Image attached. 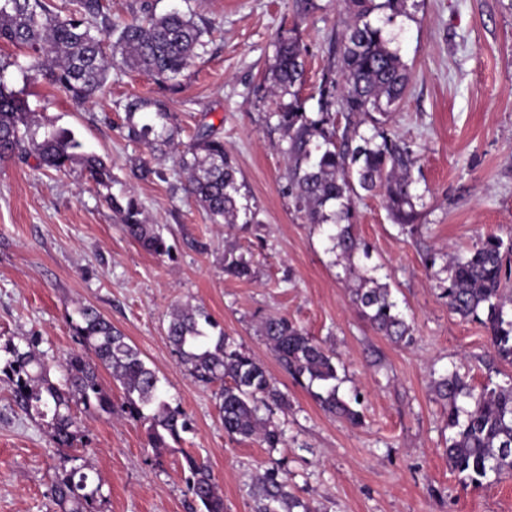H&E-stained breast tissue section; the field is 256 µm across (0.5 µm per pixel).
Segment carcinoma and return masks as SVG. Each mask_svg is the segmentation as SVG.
<instances>
[{"mask_svg":"<svg viewBox=\"0 0 512 512\" xmlns=\"http://www.w3.org/2000/svg\"><path fill=\"white\" fill-rule=\"evenodd\" d=\"M349 13L339 40L338 62L323 73L317 87V112L307 111L303 96L307 82L306 48L295 35L279 37L273 62L261 87L272 99L269 118L283 132L287 159L286 190L307 224H331L332 249L352 263L359 243L351 232L353 197L362 189L382 193L386 210L396 224H418L415 146L386 128L390 113L405 97L410 71L403 62L397 35L388 31L406 13L407 0H345ZM62 16L45 0H0V44L23 53L26 61L0 58V162L34 158L37 167L62 173L76 166L94 183L99 198L119 218L124 233L149 253L171 256L160 228L148 221L132 195L112 193V165L85 149L76 133L30 109L23 91L8 87L5 73L14 66L29 84L47 82L68 94L77 105L87 104L104 88L112 61L141 73L156 85L172 89L178 78L205 52L210 26L195 15L172 9L156 12L151 0L140 11L114 20L102 0H69ZM125 137L148 150L131 162L129 177L141 182L168 181L160 165L174 153L184 180L170 185L193 198L213 224H256L257 211L246 203L237 168L224 151L223 137L211 125L201 126L193 141L182 144L177 114L168 102L133 95L121 105ZM358 118L344 128L336 112ZM378 128L367 137L364 123ZM504 245L496 237L480 240L464 256L445 261L448 285L441 296L462 318H477L490 333L495 354L512 362V316L503 271ZM224 273L242 281L253 279L252 261L244 254L224 252ZM352 302L378 333L408 344L413 326L398 311L390 288L373 282L353 291ZM80 350L60 364L51 378L41 358L38 339L26 336L0 343V376L12 384L13 402L27 417L45 427L59 448L85 439L81 415H112V393L102 385L99 371L110 372L119 385L129 417L146 427L147 445L156 454L182 442L189 422L162 389L158 371L146 364L138 348L93 306L83 305L68 316ZM270 352L292 380L311 390L320 407L350 424L362 423L355 406L338 395L336 354L284 316H268L258 329ZM166 336L180 363L195 382L214 386L224 432L230 437L256 436L269 448L283 443V432L272 420L274 410L288 407L264 363L224 333L202 306L185 305L170 316ZM437 396L448 405V428L455 430L446 455L449 468L470 483L482 486L512 471V378L503 384L476 388L450 373L435 382ZM266 411L267 416L260 415ZM189 512H224V499L209 466L183 453ZM76 458H59L52 496L60 512H91L101 495L88 473L74 465ZM254 512H311L288 490V479L277 470L259 477L253 490Z\"/></svg>","mask_w":512,"mask_h":512,"instance_id":"obj_1","label":"carcinoma"}]
</instances>
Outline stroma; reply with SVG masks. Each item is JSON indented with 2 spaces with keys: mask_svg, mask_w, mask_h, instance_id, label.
<instances>
[{
  "mask_svg": "<svg viewBox=\"0 0 512 512\" xmlns=\"http://www.w3.org/2000/svg\"><path fill=\"white\" fill-rule=\"evenodd\" d=\"M318 4L301 19L292 0H156L158 11L188 7L214 27L170 106L181 141L202 123L224 137L259 218L229 232L193 200L171 194L181 177L172 157L162 160L167 181L129 178L138 150L103 117L126 96L156 95L145 76L112 68L104 90L79 107L65 92L24 86L15 69L7 71L32 109L108 157L113 193L137 197L173 247L172 257H158L131 241L80 170L0 163V338L40 337L47 359H63L78 347L67 314L94 306L158 370L168 400L189 418L180 448L158 456L144 425L119 409L84 416L91 444L83 458L102 482L94 512H188L187 452L210 466L224 512H252V489L271 468L313 512H512L511 472L477 487L450 470L448 409L434 390L454 371L478 388L503 382L512 363L496 357L479 320L449 310L429 266L490 235L512 240V0H417L410 17L398 18L411 81L389 126L418 151L421 226L403 231L381 192L362 193L353 202L351 231L361 249L350 272L330 252L325 227L305 223L284 195L283 142L267 126L269 101L256 93L279 34L292 29L307 49L304 92L315 93L346 17L343 0ZM229 248L252 257V280L225 275ZM361 274L390 288L414 327L412 343L376 333L353 304ZM188 303L204 306L287 396V409L273 415L283 445L225 433L212 389L192 379L167 340L171 312ZM269 315L287 316L335 351L339 395H360L361 426L325 413L280 368L257 333ZM58 463L45 428L15 407L1 379L0 512H56Z\"/></svg>",
  "mask_w": 512,
  "mask_h": 512,
  "instance_id": "35a3bbf8",
  "label": "stroma"
}]
</instances>
